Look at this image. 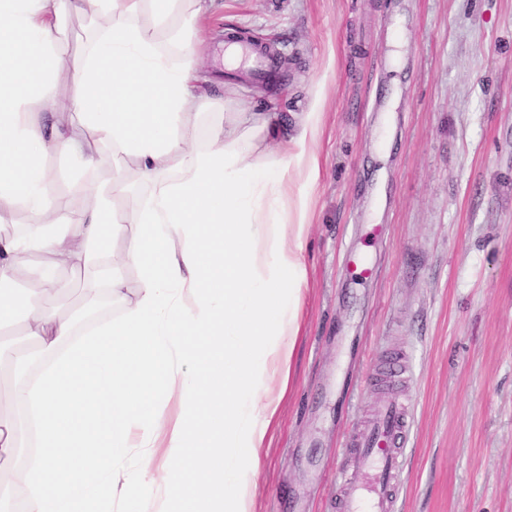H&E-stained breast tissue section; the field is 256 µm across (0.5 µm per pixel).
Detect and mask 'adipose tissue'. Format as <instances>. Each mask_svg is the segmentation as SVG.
<instances>
[{
  "instance_id": "adipose-tissue-1",
  "label": "adipose tissue",
  "mask_w": 512,
  "mask_h": 512,
  "mask_svg": "<svg viewBox=\"0 0 512 512\" xmlns=\"http://www.w3.org/2000/svg\"><path fill=\"white\" fill-rule=\"evenodd\" d=\"M207 0H0V213L33 224L0 235V280L40 256L22 346L0 348V494L24 512H252L261 448L288 389L307 283L309 198L319 176L321 115L282 132L269 112H233L199 145L220 103L197 85L189 33ZM92 14L81 60L63 70L62 12ZM63 80L78 125L45 89ZM281 153L262 162L259 139ZM51 155L77 159L97 188L104 157L133 170L106 203L60 214ZM126 239L84 284L87 302L119 305L81 332L49 307L88 250ZM140 272L129 291L125 268ZM35 377L19 381L32 357ZM26 461L15 480L2 460Z\"/></svg>"
}]
</instances>
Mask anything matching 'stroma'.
Instances as JSON below:
<instances>
[{
	"label": "stroma",
	"instance_id": "35a3bbf8",
	"mask_svg": "<svg viewBox=\"0 0 512 512\" xmlns=\"http://www.w3.org/2000/svg\"><path fill=\"white\" fill-rule=\"evenodd\" d=\"M274 79L224 67L227 33ZM211 96L321 112L302 334L253 512H340L336 473L379 400L411 406L397 512H512V0H215L196 32ZM56 202L78 164L50 156ZM373 267L352 277L349 258ZM225 48L236 44L241 48L242 61L246 68V73L251 80L264 81L268 79L270 68L273 64V57L264 54L259 46L254 42L243 39L242 37L228 33L224 40Z\"/></svg>",
	"mask_w": 512,
	"mask_h": 512
}]
</instances>
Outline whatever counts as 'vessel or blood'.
I'll use <instances>...</instances> for the list:
<instances>
[{
    "instance_id": "vessel-or-blood-1",
    "label": "vessel or blood",
    "mask_w": 512,
    "mask_h": 512,
    "mask_svg": "<svg viewBox=\"0 0 512 512\" xmlns=\"http://www.w3.org/2000/svg\"><path fill=\"white\" fill-rule=\"evenodd\" d=\"M225 45H238L242 61L251 80H267L273 58L264 54L254 42L230 33ZM411 410L399 403L383 405L370 430L356 443L357 467L365 471L364 483L338 476L337 481L345 487L343 512H397L394 489L403 469L404 448L409 431Z\"/></svg>"
}]
</instances>
